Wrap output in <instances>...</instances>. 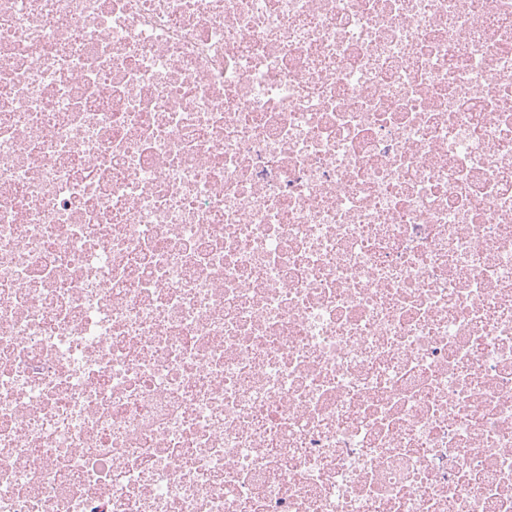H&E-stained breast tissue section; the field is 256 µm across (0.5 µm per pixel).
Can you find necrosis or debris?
<instances>
[{
    "mask_svg": "<svg viewBox=\"0 0 512 512\" xmlns=\"http://www.w3.org/2000/svg\"><path fill=\"white\" fill-rule=\"evenodd\" d=\"M0 512H512V0H0Z\"/></svg>",
    "mask_w": 512,
    "mask_h": 512,
    "instance_id": "necrosis-or-debris-1",
    "label": "necrosis or debris"
}]
</instances>
